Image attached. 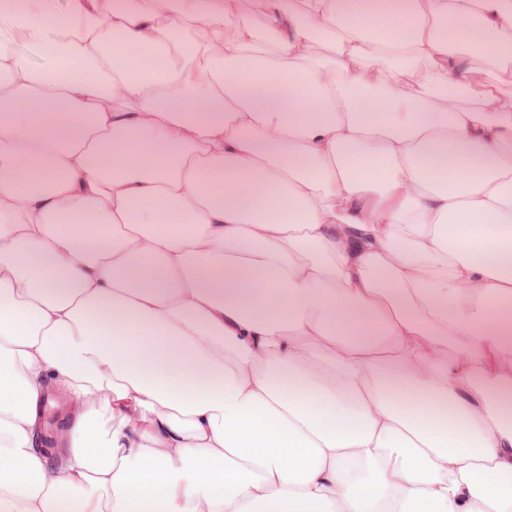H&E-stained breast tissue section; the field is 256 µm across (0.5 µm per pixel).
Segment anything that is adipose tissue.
Here are the masks:
<instances>
[{
    "label": "adipose tissue",
    "mask_w": 512,
    "mask_h": 512,
    "mask_svg": "<svg viewBox=\"0 0 512 512\" xmlns=\"http://www.w3.org/2000/svg\"><path fill=\"white\" fill-rule=\"evenodd\" d=\"M258 2L0 7V512H512V0Z\"/></svg>",
    "instance_id": "ef3b65f1"
}]
</instances>
